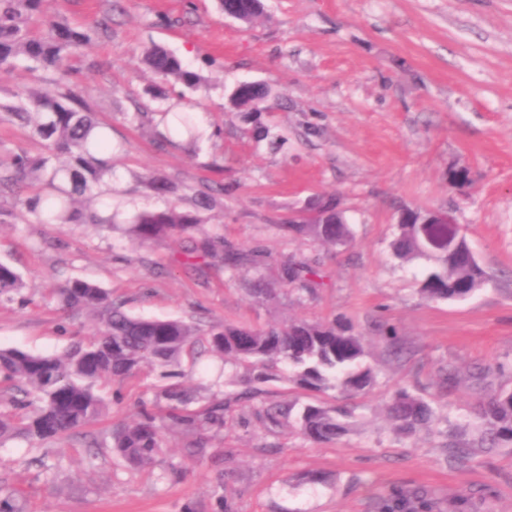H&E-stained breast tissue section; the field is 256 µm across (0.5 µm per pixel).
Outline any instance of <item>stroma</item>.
Returning <instances> with one entry per match:
<instances>
[{
	"instance_id": "obj_1",
	"label": "stroma",
	"mask_w": 512,
	"mask_h": 512,
	"mask_svg": "<svg viewBox=\"0 0 512 512\" xmlns=\"http://www.w3.org/2000/svg\"><path fill=\"white\" fill-rule=\"evenodd\" d=\"M43 14L82 29L112 18L66 66L112 128V186L127 214L159 204L142 177L167 176L190 199L223 182L206 227L234 248L265 249L262 274L277 296L250 295L247 269L185 271L172 241L142 247L105 230L16 217L0 223V262L23 275L28 301L0 303V347L55 354L91 335L85 312L51 297L82 278L130 314L206 330L345 318L365 337L377 381L364 395H321L296 388L281 365L247 402L239 397L247 370L205 356L184 370L227 401L223 457L190 459L170 435L154 470L132 471L107 453L88 465L78 434L44 454L11 441L0 447V485L23 496L28 512H382L398 490L424 492L431 512H512V445L476 449L461 464L444 452L451 425L477 400L471 372L490 371L488 393L512 388V0H264L249 26L225 19L217 0H45ZM153 45L199 71L198 89L148 95L154 77L141 58ZM240 81L269 89L260 117L229 106ZM139 106L204 113L210 132L192 149L179 138L158 147L128 119ZM321 194L339 197L349 245L281 231L291 211ZM408 207L452 216L488 274L471 298H422L426 259L393 257L396 217ZM291 256L319 258L315 294L281 289L279 264ZM388 326L410 349L402 360L389 354ZM446 365L460 373L450 388L438 377ZM159 383L145 370L106 387L112 412L94 434L106 438L135 418ZM401 384L435 401L441 421L398 433L385 405ZM318 399L352 414L349 431L321 445L261 411ZM43 456L62 467L55 481Z\"/></svg>"
}]
</instances>
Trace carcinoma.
<instances>
[{"instance_id": "1", "label": "carcinoma", "mask_w": 512, "mask_h": 512, "mask_svg": "<svg viewBox=\"0 0 512 512\" xmlns=\"http://www.w3.org/2000/svg\"><path fill=\"white\" fill-rule=\"evenodd\" d=\"M220 6L240 13L254 23L264 12L262 0H219ZM43 0H0V71L23 68L53 74L56 89L25 86L12 99L0 100V120L18 126L44 142L45 151L32 154L24 148L0 159V192L14 196L32 224L62 227L93 225L117 231L130 241L148 245L171 240L180 243L177 263L187 271L220 262L228 268L259 270L265 253L241 252L224 247V238L202 230L200 208L184 209L174 203L137 212L129 223L118 224L114 215L100 209L103 197L112 194L106 179L112 176V142L84 97L83 88L64 61L91 40V33L64 20L34 25L42 16ZM143 63L157 83L155 96L165 86L198 87L201 75L187 69L167 49L154 45L145 50ZM269 94L261 84L242 82L229 95L236 110L264 111ZM174 130L191 143L198 139L192 112L172 116ZM145 187L158 198L178 195L179 186L163 175L145 178ZM425 211L407 209L391 243L394 257L408 262L424 257L431 261L420 281L419 293L431 301H461L473 296L485 282L482 266L461 255L426 250L413 229ZM289 235L324 246L344 247L353 238L348 224H286ZM318 275L316 261L305 259L283 265L282 283H299L310 291ZM23 275L0 263V303L25 300ZM59 308L87 312L97 324L94 336L78 340L59 354L41 355L0 348V384L7 398L0 401V445L21 440L31 448L67 438L100 421L108 404L99 389L123 382L147 368L163 379L180 375L187 358L206 351L230 360L258 376L285 364L289 378L298 387L326 392L338 390L361 395L376 382L377 372L366 363L365 339L341 322L321 323L304 319L286 326L272 324L262 329L226 324L204 330L180 318H142L129 315L112 300V292L96 283L74 279L55 292ZM276 407L268 418L295 417L299 433L322 444L348 430V414L336 408L309 403ZM386 411L396 429L410 434L437 420L435 409L416 390L399 387ZM463 426L481 429L479 448L512 443V389L478 399ZM224 428V401H202L197 391L184 383L159 386L151 404H142L138 418L113 430L107 450L132 469L153 466L163 452L165 431L184 436L190 456L204 458L212 449V433ZM430 505L416 493L394 495L386 512H415ZM0 512H26L25 501L14 491L0 487Z\"/></svg>"}]
</instances>
